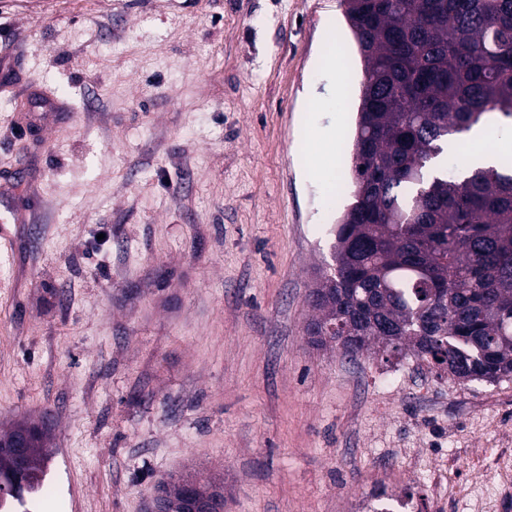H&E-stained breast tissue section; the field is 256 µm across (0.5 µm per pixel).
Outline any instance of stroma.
Masks as SVG:
<instances>
[{
    "label": "stroma",
    "mask_w": 512,
    "mask_h": 512,
    "mask_svg": "<svg viewBox=\"0 0 512 512\" xmlns=\"http://www.w3.org/2000/svg\"><path fill=\"white\" fill-rule=\"evenodd\" d=\"M334 51L359 61L341 0H0V212L27 211L0 258V428L51 426L37 512H145L176 472L223 478L224 512H497L512 379L307 336L346 203L336 149L308 160L362 79Z\"/></svg>",
    "instance_id": "1"
}]
</instances>
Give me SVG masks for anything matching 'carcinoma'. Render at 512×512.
Listing matches in <instances>:
<instances>
[{"instance_id":"1","label":"carcinoma","mask_w":512,"mask_h":512,"mask_svg":"<svg viewBox=\"0 0 512 512\" xmlns=\"http://www.w3.org/2000/svg\"><path fill=\"white\" fill-rule=\"evenodd\" d=\"M363 81L342 161L332 264L308 295L310 342L412 353L458 382L512 378V156L463 179L434 170L482 118L512 127V0H342ZM0 454V502L24 504L50 458L46 422ZM165 512H224V484L158 483Z\"/></svg>"}]
</instances>
